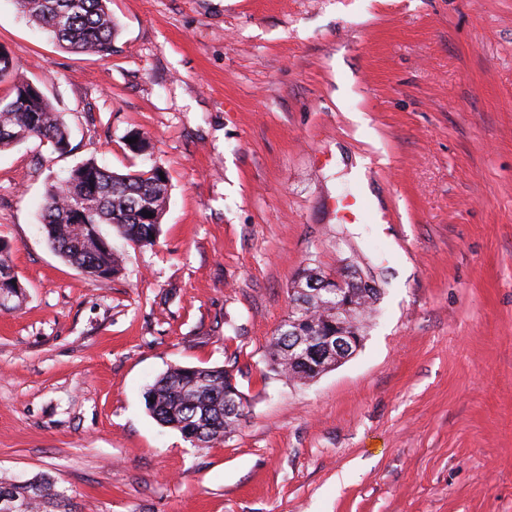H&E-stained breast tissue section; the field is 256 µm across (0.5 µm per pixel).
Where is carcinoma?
Segmentation results:
<instances>
[{"label":"carcinoma","instance_id":"obj_1","mask_svg":"<svg viewBox=\"0 0 512 512\" xmlns=\"http://www.w3.org/2000/svg\"><path fill=\"white\" fill-rule=\"evenodd\" d=\"M30 22L46 31L60 44L76 52L106 54L112 50L117 24L108 7L109 0H16ZM19 134L15 139L0 134V149L37 139L51 145L59 154L73 147L67 125L41 90L26 81L11 88L0 99V131ZM76 175L46 191L42 226L50 247L66 262L92 279L106 280L119 272V256L111 241L101 232L108 224L127 243L150 246L155 242L170 184L162 180V164L117 173L88 160L74 168ZM152 217H147V214ZM326 274L306 266L296 274L290 288V311L283 325L269 340L272 371L289 379H305L288 361V327L294 321L315 334H336V307L319 303L302 292L310 282L321 283ZM10 296L8 309L19 306L23 285L16 276L11 245L0 239V295ZM378 290L355 300L350 321L359 322L366 309L375 303ZM246 413L247 400L232 375L224 367L175 366L150 384L145 405L160 424L178 430L187 441L208 447L237 431L241 421L224 410V391ZM13 501L16 512H75L66 490L52 477L40 474L25 481L0 478V498Z\"/></svg>","mask_w":512,"mask_h":512}]
</instances>
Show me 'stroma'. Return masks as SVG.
Wrapping results in <instances>:
<instances>
[{
	"label": "stroma",
	"mask_w": 512,
	"mask_h": 512,
	"mask_svg": "<svg viewBox=\"0 0 512 512\" xmlns=\"http://www.w3.org/2000/svg\"><path fill=\"white\" fill-rule=\"evenodd\" d=\"M110 53L0 0V49L70 131L0 151V477L78 512H512V0H110ZM141 131L148 151L126 139ZM94 159L159 161L154 245L94 280L40 224ZM307 265L380 291L355 355L267 366ZM174 365L234 366L249 412L197 448L148 413ZM11 250V245L7 241L0 239V295L6 294L10 296L12 302L7 307V310L17 308L24 294V287L13 269ZM12 281H15V284H12Z\"/></svg>",
	"instance_id": "stroma-1"
}]
</instances>
